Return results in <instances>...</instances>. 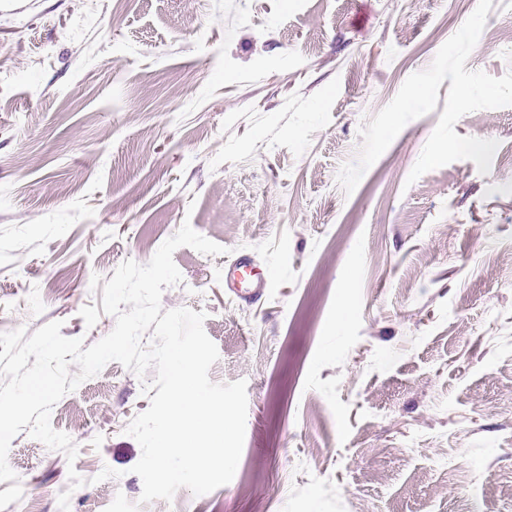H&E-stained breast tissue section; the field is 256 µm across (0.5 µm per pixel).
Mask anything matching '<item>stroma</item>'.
I'll list each match as a JSON object with an SVG mask.
<instances>
[{"label": "stroma", "mask_w": 512, "mask_h": 512, "mask_svg": "<svg viewBox=\"0 0 512 512\" xmlns=\"http://www.w3.org/2000/svg\"><path fill=\"white\" fill-rule=\"evenodd\" d=\"M478 0H0V333L52 321L92 345L103 287L183 221L166 310L205 312L216 383H247L232 481L140 504L127 434L150 405L107 364L54 406L75 461L28 433L5 512H512V106L461 117L494 139L407 177L439 112L409 122L352 194L361 125L430 66ZM512 0L466 69L512 70ZM246 255L264 296L234 299ZM119 471L97 483L104 468ZM86 483L71 488L69 469Z\"/></svg>", "instance_id": "35a3bbf8"}]
</instances>
